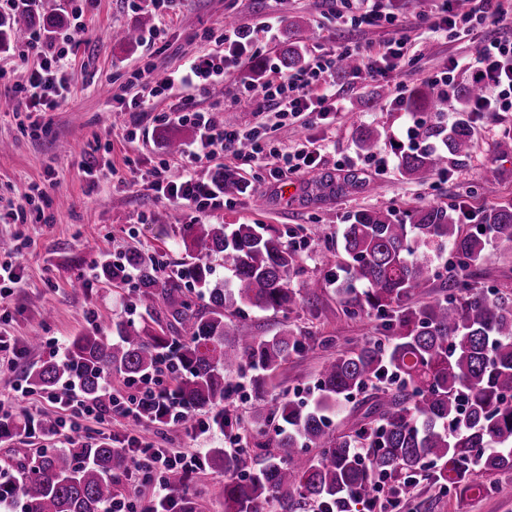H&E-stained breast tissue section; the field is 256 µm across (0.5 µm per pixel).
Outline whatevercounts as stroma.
<instances>
[{
    "mask_svg": "<svg viewBox=\"0 0 512 512\" xmlns=\"http://www.w3.org/2000/svg\"><path fill=\"white\" fill-rule=\"evenodd\" d=\"M53 4L63 18L53 35L73 33L75 46L62 67L69 84L67 96L54 110L40 115L45 131H31L15 92L30 72L29 64L19 57L21 44L11 38L0 43V144L7 147L6 153H0V212L29 195L42 211L34 224L0 223V240L22 246L16 258L22 280L12 295L0 301V330L12 336L21 351L13 365H0V396L11 398L9 411L20 419L31 414L40 419L61 415L44 391L29 390L26 382L28 369L54 357L55 343H69L95 326L109 331L113 321L134 316L129 297L133 281L109 283L98 277L96 269L102 259L120 260L129 244L184 271L191 263L181 241L187 224H263L284 241L308 239V246L299 250V265L289 286L301 294L306 280H323L317 297L301 295L297 306L286 313L243 308L237 324L260 337L283 331L303 337V350L290 356L263 390L270 403L282 398L310 402L318 394L323 362L366 339L386 340L391 335L384 319L348 317L337 286L326 280L343 226L353 213L391 207L401 215L421 205L450 207L462 201L479 211L512 202V156L494 151L499 140L512 136V112L486 120L455 99L437 102L431 109L396 112L389 97L381 95L380 83L356 85L346 77L341 81L348 89L341 112L324 121L288 118L269 131L270 138L288 150L309 142L318 146L321 159L314 169L279 182L267 181L259 199L247 192L236 194L233 206L207 214L177 205L152 190L151 171L164 156L181 166L180 155H168L165 140L177 136L188 145L197 132L188 124L157 122V115L170 107L169 99L161 95L151 98L141 114L136 138H128L130 116L120 110L119 102L141 93V85L133 79L136 71L151 67L162 77L189 59L221 52L219 37L229 16L238 22L278 17L280 38H293L305 55L345 41L376 46L388 39V29L341 24L336 14L348 11L347 0H177L165 14L156 13L150 0H141L133 10L124 0H82L77 19L69 0H53ZM398 8L410 41L405 60L389 81L407 91L430 83L449 59L469 61L485 34L512 36V24L507 22L477 29L468 37L436 34L418 17L421 0H398ZM146 15L163 32L159 52L112 41V31L139 27ZM194 101L197 108L214 112L218 121L229 125L245 126L254 120L251 106L237 102L229 80L196 90ZM436 111L443 113L448 125L469 119L474 131L471 155L448 161L445 172L407 179L397 165L396 143L404 139L409 125L429 120ZM360 123L380 133L373 155L356 145ZM374 155L389 158L387 171L377 172L370 161ZM97 161L110 162L113 171L93 182L85 167ZM350 172L366 181V189L336 196L314 186L323 176ZM37 187L45 189L46 198L34 197ZM486 253L471 282L485 292L512 297V243L488 241ZM34 336L42 337L41 346L31 345ZM137 432L159 448H197L207 454L224 446V432L215 425L198 434L183 423L132 422L121 427L106 420L75 431L60 428L50 436L22 432L2 440L0 468L13 470L18 448L34 456L45 448L80 447L90 437L120 447L127 435ZM224 479L223 465L209 466L192 474L176 495L192 501L196 512H224L220 495ZM470 479L490 485V493L447 492L423 480L406 493L402 512H512L511 471L489 474L476 469Z\"/></svg>",
    "mask_w": 512,
    "mask_h": 512,
    "instance_id": "stroma-1",
    "label": "stroma"
}]
</instances>
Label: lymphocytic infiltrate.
<instances>
[{"mask_svg":"<svg viewBox=\"0 0 512 512\" xmlns=\"http://www.w3.org/2000/svg\"><path fill=\"white\" fill-rule=\"evenodd\" d=\"M431 8L425 18L432 29L467 33L478 26L496 25L512 19V5L505 0H467L466 10L455 9V0H430ZM360 11L348 16L350 25H384L391 35L377 53H370L359 44H345L332 49L315 51L304 68L288 73L276 80L254 81L244 77L247 60L259 50L260 40H274L278 35L274 19L267 18L254 24L225 27L222 41L224 51L205 55L191 61L182 70H175L157 79L152 69L138 72L136 79L151 94L174 97L175 102L160 123L177 122L196 128L198 137L188 151L196 163L211 161L224 154L233 156L241 165L255 167L268 173L274 180H282L312 168L317 161L316 150L301 147L288 152L279 149L267 137L268 127L263 120L266 113L285 119L303 114L323 120L336 111V70L348 56L358 58L362 66L354 72L356 80L367 82L386 77L388 70L396 68L407 51L409 36L400 18L392 9L378 10L370 0H359ZM71 35L46 41L41 32L31 33L25 41L24 56L32 58L34 65L28 81L19 86L20 100L26 111L43 112L56 104L64 86L58 74L59 65L70 51ZM470 77L479 83L481 93L472 104L473 112L491 117L499 112L512 111V38L487 37L476 47L475 57L468 67ZM233 78L238 100L255 107L253 125L229 126L217 121L213 112L195 108L191 96L178 95V88L202 86L218 78ZM154 190L181 206L200 213H208L232 206L224 187L215 181H205L190 170L176 174L168 159H160L154 167ZM136 390L127 398H112L109 402L91 403L84 400L76 388L50 391L47 399L59 408L63 416L61 426L80 428L83 421L111 418L122 422L136 418L143 396L165 399L162 378L158 375L136 381ZM130 471L139 486L151 489V502L173 501L174 495L166 482L172 469L180 468L193 473L199 469L201 453L191 448L177 454H168L143 437L132 435L127 439ZM151 502L132 497L116 496L110 512H148Z\"/></svg>","mask_w":512,"mask_h":512,"instance_id":"f902f5d3","label":"lymphocytic infiltrate"}]
</instances>
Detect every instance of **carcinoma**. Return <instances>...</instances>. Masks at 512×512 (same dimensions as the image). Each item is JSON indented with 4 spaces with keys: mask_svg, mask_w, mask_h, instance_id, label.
<instances>
[{
    "mask_svg": "<svg viewBox=\"0 0 512 512\" xmlns=\"http://www.w3.org/2000/svg\"><path fill=\"white\" fill-rule=\"evenodd\" d=\"M47 0L23 4L13 17L14 39L22 41L35 25L52 27L56 16ZM281 63L302 67L291 42L282 43ZM435 96L428 85L411 94L412 108L427 107ZM360 150L370 153L379 134L360 125ZM423 135L439 146L400 156L403 176L417 179L440 169L448 158L462 159L472 148V131L462 118L450 127L430 126ZM361 184L354 173L321 178L319 188L343 192ZM471 224L441 205L413 208L404 217L393 209L357 211L344 225L337 267L347 316L390 317L391 339H369L342 352L320 372L322 399L312 409L283 402L274 415L288 425L274 447L264 433L224 458L221 487L224 512H263L275 503L293 512L305 499L313 506L357 499L370 503L374 475H429L444 487L468 481L473 466L487 473L512 470V297L472 290L460 277H449L446 295L419 306L426 294L436 251L448 247L461 274L485 258L486 235L512 242V203L481 210ZM182 242L195 262L192 282L208 295L196 306L174 278L160 280L156 260L132 246L123 260L104 261L98 275L123 282L136 271L135 305L148 319L112 323L117 340L94 329L73 337L66 355L51 358L29 376L33 390H48L75 380L89 399L101 396L106 379L116 373L128 380L153 373L162 356L176 361L171 393L188 411L224 403V379L249 366L272 373L303 348L301 338L284 332L271 338L252 336L229 320L228 310L243 304L260 310L289 311L297 293L288 287L297 269L296 248L259 224H187ZM221 257L232 272L227 284H214L210 258ZM364 286L361 293L353 285ZM167 320L171 335L155 325ZM390 382L372 397L361 414L352 413L346 431L332 427L326 412L354 390ZM139 417L162 423L166 410L146 398ZM362 448L366 462L354 457ZM129 459L119 448L99 442L95 448L52 449L22 461L18 475L0 483V509L21 505L23 512H106L119 474Z\"/></svg>",
    "mask_w": 512,
    "mask_h": 512,
    "instance_id": "cac0c4a2",
    "label": "carcinoma"
}]
</instances>
